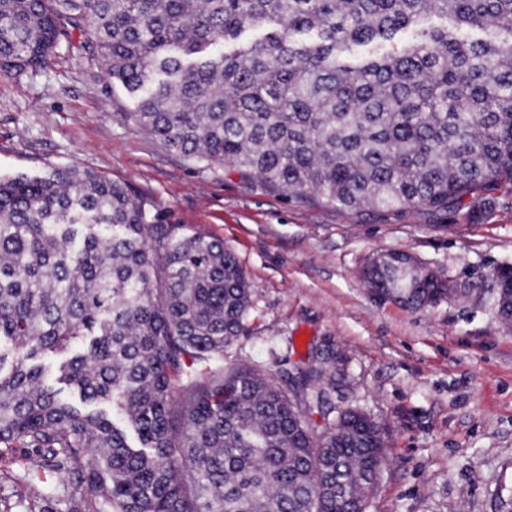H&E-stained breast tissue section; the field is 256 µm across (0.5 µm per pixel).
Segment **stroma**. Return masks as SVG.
<instances>
[{
    "mask_svg": "<svg viewBox=\"0 0 512 512\" xmlns=\"http://www.w3.org/2000/svg\"><path fill=\"white\" fill-rule=\"evenodd\" d=\"M133 105L101 60L60 49L48 64L0 76V176L51 166L88 169L150 199L166 223L223 242L252 288L247 333L228 365L281 380L310 342L333 340L349 360L342 396L382 423L389 464L366 512H502L512 498V327L491 302L425 311L373 297V253L399 250L469 288L512 264V194L483 219L466 212L378 218L267 188L169 151L131 118ZM56 512L58 475L0 461V499L15 484Z\"/></svg>",
    "mask_w": 512,
    "mask_h": 512,
    "instance_id": "obj_1",
    "label": "stroma"
}]
</instances>
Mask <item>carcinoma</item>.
I'll return each instance as SVG.
<instances>
[{
    "mask_svg": "<svg viewBox=\"0 0 512 512\" xmlns=\"http://www.w3.org/2000/svg\"><path fill=\"white\" fill-rule=\"evenodd\" d=\"M75 33L166 147L290 195L451 219L512 185V0H0V75ZM408 258L368 286L419 309L456 295L442 274L399 287ZM487 278L500 307L512 268ZM250 309L224 243L129 185L1 176L0 460L63 475L64 512H366L382 425L336 402L331 342L289 388L224 366Z\"/></svg>",
    "mask_w": 512,
    "mask_h": 512,
    "instance_id": "obj_1",
    "label": "carcinoma"
}]
</instances>
